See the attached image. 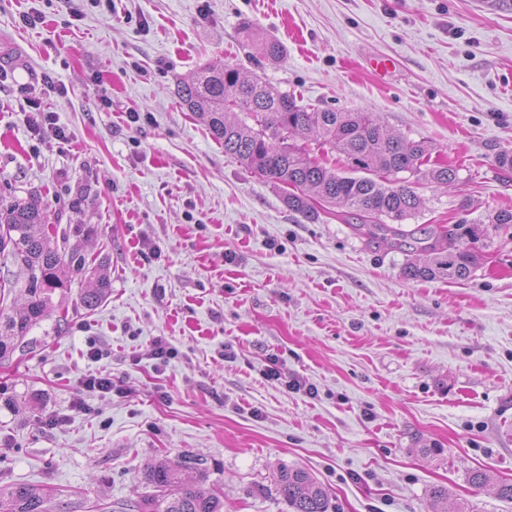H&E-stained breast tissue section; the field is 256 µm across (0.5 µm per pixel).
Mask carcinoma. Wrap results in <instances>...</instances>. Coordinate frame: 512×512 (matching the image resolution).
<instances>
[{"label": "carcinoma", "instance_id": "obj_1", "mask_svg": "<svg viewBox=\"0 0 512 512\" xmlns=\"http://www.w3.org/2000/svg\"><path fill=\"white\" fill-rule=\"evenodd\" d=\"M242 34L254 42L265 59L278 62L284 46L267 39L253 27ZM179 104L203 120L209 135L229 157L280 186L284 204L292 212L313 220L314 203L342 206L355 220L352 228L369 235L387 229L386 221L401 222L424 207L415 184L452 186L459 182L460 168L432 159L435 147L425 140L389 134L373 112H336L299 103L293 94L282 93L258 78L248 79L229 64L207 67L181 83ZM242 113L243 118L236 117ZM310 135L322 147L338 155L343 166L310 156L295 142ZM47 207L42 200L0 201V262L19 269L22 278L0 281V364L16 350L28 351L38 340L28 338L54 307L53 296L65 287L63 253L67 241L48 231ZM491 227L461 218L454 224H435L425 232V258L403 268L411 279L468 280L478 264L475 245L490 238L489 229L512 224V210L500 209L490 218ZM18 288L22 308L5 311V289ZM110 283L97 278L83 291L81 304L91 314L107 299ZM206 475L202 459L183 457L181 465L165 460L146 473L155 494L145 499L140 512H224V499L205 482L188 484L181 470ZM279 495L293 512H328L329 496L311 473L282 466L278 471ZM430 512H445L448 488L429 491ZM44 489L30 485L0 487V512H50Z\"/></svg>", "mask_w": 512, "mask_h": 512}]
</instances>
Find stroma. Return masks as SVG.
Returning <instances> with one entry per match:
<instances>
[{
  "instance_id": "stroma-1",
  "label": "stroma",
  "mask_w": 512,
  "mask_h": 512,
  "mask_svg": "<svg viewBox=\"0 0 512 512\" xmlns=\"http://www.w3.org/2000/svg\"><path fill=\"white\" fill-rule=\"evenodd\" d=\"M246 23L284 44L279 62ZM225 63L376 112L459 166L458 185L418 186L403 228L512 208L495 164L512 151V0H0V198L42 199L89 262L67 276L63 331L47 318L36 352L0 366V486L44 488L56 512H137L147 469L194 454L224 512H292L283 463L329 512H428L436 485L512 512L496 494L512 482V225L469 280L407 278L403 250L289 211L180 108V82ZM33 99L54 129H35ZM100 275L112 292L89 316ZM244 37L254 42L267 61L278 62L284 56V46L277 39H267L253 27L247 25L242 28L241 32ZM279 495L293 512H327L328 492L311 473L298 467L282 466L278 471Z\"/></svg>"
}]
</instances>
